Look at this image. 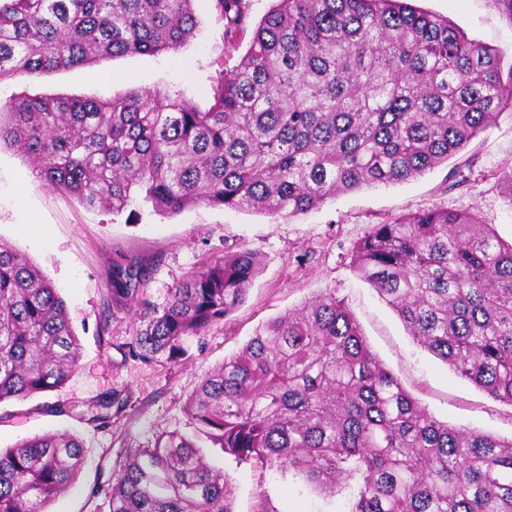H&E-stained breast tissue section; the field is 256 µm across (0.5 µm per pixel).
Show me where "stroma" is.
I'll return each mask as SVG.
<instances>
[{
	"label": "stroma",
	"mask_w": 512,
	"mask_h": 512,
	"mask_svg": "<svg viewBox=\"0 0 512 512\" xmlns=\"http://www.w3.org/2000/svg\"><path fill=\"white\" fill-rule=\"evenodd\" d=\"M247 3L235 45L224 41L225 19L215 0H193L198 27L179 50L7 79L0 82V99L105 100L140 88L208 108L213 84L239 63L275 0ZM413 5L448 18L468 38L512 58V18L497 0H413ZM456 170L467 183L451 190L447 180ZM510 170L512 116L505 114L433 171L404 183L339 194L305 214L288 218L197 206L161 215L137 202L115 215L53 190L13 149L1 148L0 241L27 254L59 289L82 350L78 370L61 387L0 404V448L49 431L77 434L85 445V463L72 489L51 502L49 512H107L103 496L93 490L111 479L117 455L154 433L186 430V401L208 373L246 343L258 324L327 290L344 299L371 350L431 414L455 427L511 437L512 406L491 399L418 346L350 263L354 243L370 225L428 208L477 211L502 238L512 239V205L502 183ZM237 246L261 252L264 265L227 323L212 326L204 338H189L190 356L181 362L144 364L124 357L121 345L130 341L139 319L130 312L113 314L106 305L114 258L124 256L145 269L146 297L160 306L194 268ZM103 324L110 329L107 346L97 336ZM115 389L131 396L125 416L105 428L78 419V412ZM212 460L230 476L235 512H342L346 504L342 497L325 500L288 474L239 466L219 454Z\"/></svg>",
	"instance_id": "1"
}]
</instances>
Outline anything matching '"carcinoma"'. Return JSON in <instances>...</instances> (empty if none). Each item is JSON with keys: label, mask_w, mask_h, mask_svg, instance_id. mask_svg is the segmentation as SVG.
<instances>
[{"label": "carcinoma", "mask_w": 512, "mask_h": 512, "mask_svg": "<svg viewBox=\"0 0 512 512\" xmlns=\"http://www.w3.org/2000/svg\"><path fill=\"white\" fill-rule=\"evenodd\" d=\"M191 2L0 0V81L175 51L196 26ZM215 2L233 43L246 2ZM211 98L204 111L157 90L10 99L0 146L53 189L114 214L139 197L167 215L200 205L292 215L448 162L512 107V62L404 0H278ZM351 263L417 344L512 406V241L474 211L431 208L371 225ZM262 265L255 250H226L157 306L141 270L115 264L112 300L140 318L127 355L185 359V337L225 320ZM80 350L52 281L0 241V403L63 385ZM128 403L115 389L87 421L110 425ZM187 412L193 435L159 433L115 462L108 512H234L204 444L346 495L347 512H512V438L433 416L333 292L257 327ZM83 456L68 431L0 448V512H47Z\"/></svg>", "instance_id": "carcinoma-1"}]
</instances>
